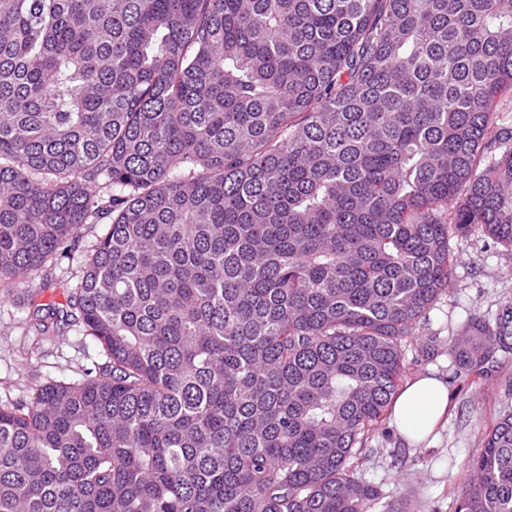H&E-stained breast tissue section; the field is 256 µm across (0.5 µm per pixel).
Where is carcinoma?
I'll return each mask as SVG.
<instances>
[{
    "label": "carcinoma",
    "instance_id": "cac0c4a2",
    "mask_svg": "<svg viewBox=\"0 0 512 512\" xmlns=\"http://www.w3.org/2000/svg\"><path fill=\"white\" fill-rule=\"evenodd\" d=\"M501 112L512 0H0V281L110 219L36 317L101 362L0 404V512H369L351 460L449 237L512 249ZM467 471L456 512H512L511 409Z\"/></svg>",
    "mask_w": 512,
    "mask_h": 512
}]
</instances>
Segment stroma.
I'll return each mask as SVG.
<instances>
[{"label": "stroma", "instance_id": "obj_1", "mask_svg": "<svg viewBox=\"0 0 512 512\" xmlns=\"http://www.w3.org/2000/svg\"><path fill=\"white\" fill-rule=\"evenodd\" d=\"M457 262L448 291L426 325L402 343L408 378L434 372L448 379V411L429 446L411 448L382 420L353 463L357 477L376 486L382 512L388 501L408 512H455L456 491L468 477L466 464L482 449L487 426L512 404V353L482 380L454 375L448 340L475 314L490 318L512 309V251L481 231L452 237ZM77 261L62 259L29 284L0 282V400L32 403L52 380H76L98 358L99 347L76 328L41 339L34 328L37 305L66 308Z\"/></svg>", "mask_w": 512, "mask_h": 512}]
</instances>
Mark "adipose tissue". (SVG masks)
Listing matches in <instances>:
<instances>
[{
	"mask_svg": "<svg viewBox=\"0 0 512 512\" xmlns=\"http://www.w3.org/2000/svg\"><path fill=\"white\" fill-rule=\"evenodd\" d=\"M447 409L446 381L433 374H423L395 394L391 423L401 440L416 448L426 443Z\"/></svg>",
	"mask_w": 512,
	"mask_h": 512,
	"instance_id": "adipose-tissue-1",
	"label": "adipose tissue"
}]
</instances>
